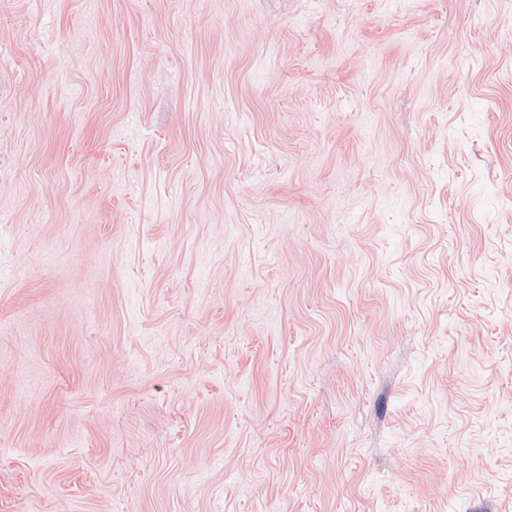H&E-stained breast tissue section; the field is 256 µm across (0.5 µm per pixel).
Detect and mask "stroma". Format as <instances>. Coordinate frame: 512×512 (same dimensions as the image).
<instances>
[{
    "label": "stroma",
    "instance_id": "stroma-1",
    "mask_svg": "<svg viewBox=\"0 0 512 512\" xmlns=\"http://www.w3.org/2000/svg\"><path fill=\"white\" fill-rule=\"evenodd\" d=\"M0 512H512V0H0Z\"/></svg>",
    "mask_w": 512,
    "mask_h": 512
}]
</instances>
